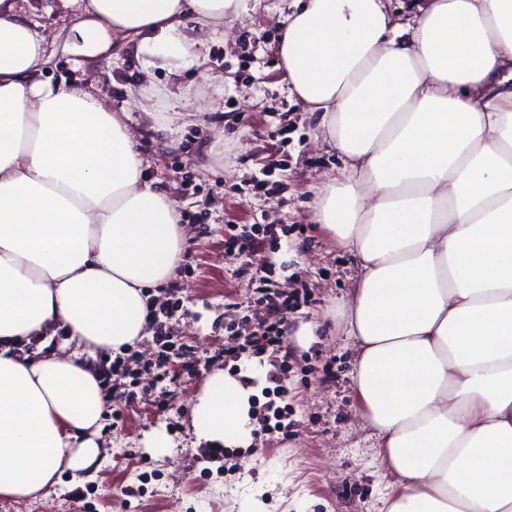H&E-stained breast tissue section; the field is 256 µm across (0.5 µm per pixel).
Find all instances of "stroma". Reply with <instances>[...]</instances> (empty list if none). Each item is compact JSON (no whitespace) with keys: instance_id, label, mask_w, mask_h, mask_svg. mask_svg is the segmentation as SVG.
Listing matches in <instances>:
<instances>
[{"instance_id":"1","label":"stroma","mask_w":512,"mask_h":512,"mask_svg":"<svg viewBox=\"0 0 512 512\" xmlns=\"http://www.w3.org/2000/svg\"><path fill=\"white\" fill-rule=\"evenodd\" d=\"M249 11L219 31L194 25L202 65L175 73L155 69L166 94L172 133L146 123L138 94L144 80L134 49L114 48L109 62L57 56L53 84L77 86L127 115L147 177L171 193L189 227L184 261L171 283L180 307L173 322L193 346L199 368L237 374L250 355L236 353L244 316L268 276L280 294L304 292L288 314L287 353L267 351L263 387L253 399L256 428L247 445L225 449L212 464L188 431L193 395L202 381L172 365L174 382L142 365L152 337L135 342L125 380L136 399L103 412L107 456L95 481L61 486L0 512H244L253 500L267 512H379L394 477L381 463L379 438L361 416L352 385L355 354L343 305L352 258L309 219L312 188L340 172L336 150L316 140L315 118L291 96L280 68L284 0H249ZM192 88L197 104L181 97ZM263 189H256V182ZM270 225L274 246L245 256L224 250L226 235ZM166 431L167 455L144 447L145 433Z\"/></svg>"}]
</instances>
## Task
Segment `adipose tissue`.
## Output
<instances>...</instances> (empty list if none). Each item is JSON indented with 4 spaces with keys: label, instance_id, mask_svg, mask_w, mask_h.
Listing matches in <instances>:
<instances>
[{
    "label": "adipose tissue",
    "instance_id": "1",
    "mask_svg": "<svg viewBox=\"0 0 512 512\" xmlns=\"http://www.w3.org/2000/svg\"><path fill=\"white\" fill-rule=\"evenodd\" d=\"M54 34L0 0V499L96 479L107 393L84 353L120 354L184 259L169 192L126 115L46 78L59 53L144 72L198 62L189 21L247 0H60ZM283 79L345 162L311 209L357 268L352 382L397 482L384 512H512V0H294ZM64 331L76 352L33 358ZM262 372L193 397L207 448L250 443Z\"/></svg>",
    "mask_w": 512,
    "mask_h": 512
}]
</instances>
